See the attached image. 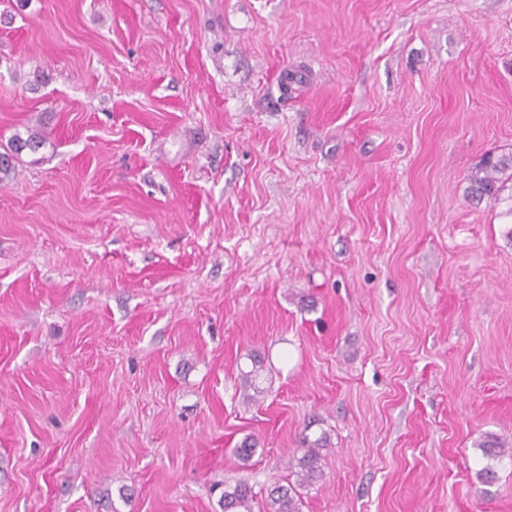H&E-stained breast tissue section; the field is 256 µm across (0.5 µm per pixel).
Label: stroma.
Here are the masks:
<instances>
[{
  "mask_svg": "<svg viewBox=\"0 0 512 512\" xmlns=\"http://www.w3.org/2000/svg\"><path fill=\"white\" fill-rule=\"evenodd\" d=\"M33 132L0 512H264L305 436L302 512H512V197L466 196L512 154V0H0V152ZM323 438L310 441L304 438L302 448H299L296 454L289 459L288 465L293 470L294 475L299 479V486L312 480L319 471L320 462L322 460V450L324 448ZM298 452L300 455H298ZM252 487L246 482L239 481L234 485L225 484L221 497L224 512H252L251 502L254 499Z\"/></svg>",
  "mask_w": 512,
  "mask_h": 512,
  "instance_id": "35a3bbf8",
  "label": "stroma"
}]
</instances>
